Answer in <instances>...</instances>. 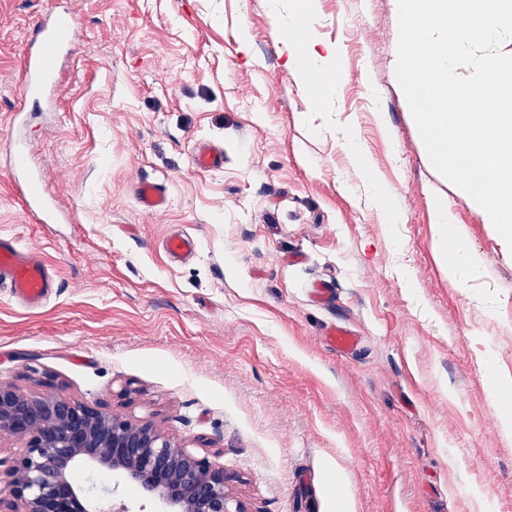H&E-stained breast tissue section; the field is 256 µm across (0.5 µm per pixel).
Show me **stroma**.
Instances as JSON below:
<instances>
[{"label":"stroma","mask_w":512,"mask_h":512,"mask_svg":"<svg viewBox=\"0 0 512 512\" xmlns=\"http://www.w3.org/2000/svg\"><path fill=\"white\" fill-rule=\"evenodd\" d=\"M298 4L0 0V233L59 283L37 309L0 289V380L156 422L247 512H512V251L430 162L397 0H316L309 35L340 59L315 108L287 63ZM67 9L81 29L53 101L22 104L28 35ZM19 135L58 223L12 188ZM201 146L223 166L198 171ZM143 178L165 208L140 206ZM435 194L479 258L454 277ZM177 235L194 248L175 257ZM336 325L355 352L329 345ZM73 478L162 512L119 477Z\"/></svg>","instance_id":"obj_1"}]
</instances>
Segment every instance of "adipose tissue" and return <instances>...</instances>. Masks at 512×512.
Segmentation results:
<instances>
[{"label":"adipose tissue","mask_w":512,"mask_h":512,"mask_svg":"<svg viewBox=\"0 0 512 512\" xmlns=\"http://www.w3.org/2000/svg\"><path fill=\"white\" fill-rule=\"evenodd\" d=\"M313 9V0H302V7L292 26V35L288 42V58L296 77L313 90L314 100H321L334 83L331 72H314L308 67L309 60L325 56L329 62H337L339 52L336 47L328 46L317 50L316 44L308 36L306 17ZM431 209L437 226V246L442 258L447 261L449 273H456V257L464 246L461 236L448 220L446 203L438 197L432 198Z\"/></svg>","instance_id":"ef3b65f1"}]
</instances>
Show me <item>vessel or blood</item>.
I'll use <instances>...</instances> for the list:
<instances>
[{
	"label": "vessel or blood",
	"mask_w": 512,
	"mask_h": 512,
	"mask_svg": "<svg viewBox=\"0 0 512 512\" xmlns=\"http://www.w3.org/2000/svg\"><path fill=\"white\" fill-rule=\"evenodd\" d=\"M77 36L78 19L71 13L36 25L23 58L25 99L37 101L46 97L56 80L62 55L71 50ZM11 176L21 187L27 211L41 222L50 221L52 211L37 189L38 177L31 167L29 148L18 141L13 144ZM135 195L149 210H159L167 204L161 187L148 180L136 185ZM55 285L56 280L39 253L25 248L14 236L0 234V288L8 287L16 298L36 307Z\"/></svg>",
	"instance_id": "obj_1"
}]
</instances>
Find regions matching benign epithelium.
<instances>
[{
	"label": "benign epithelium",
	"instance_id": "7a95c632",
	"mask_svg": "<svg viewBox=\"0 0 512 512\" xmlns=\"http://www.w3.org/2000/svg\"><path fill=\"white\" fill-rule=\"evenodd\" d=\"M23 443L22 453L0 457V512H112L97 493L73 479L83 462L118 475L156 497L167 512H246L229 493L224 470L199 457L150 421L120 416L101 402L62 394L23 393L0 382V437Z\"/></svg>",
	"mask_w": 512,
	"mask_h": 512
}]
</instances>
